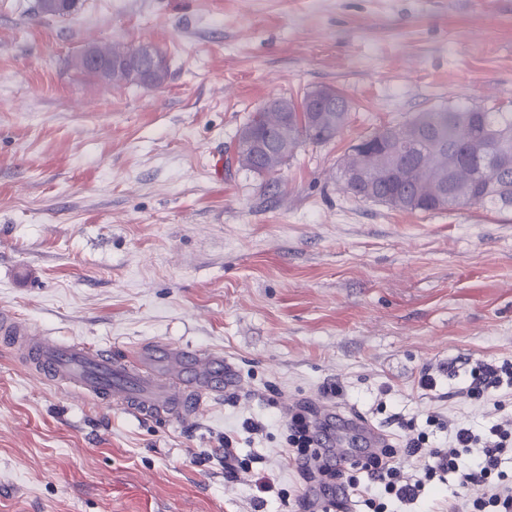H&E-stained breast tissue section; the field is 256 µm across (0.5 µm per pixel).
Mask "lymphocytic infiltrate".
Instances as JSON below:
<instances>
[{
	"mask_svg": "<svg viewBox=\"0 0 512 512\" xmlns=\"http://www.w3.org/2000/svg\"><path fill=\"white\" fill-rule=\"evenodd\" d=\"M512 393V361L483 359L469 371L466 397L487 399L502 407ZM329 437L301 411L290 413L286 443L290 458L306 478H319L315 498L296 500L299 512H333L341 501H358L367 512H390L394 504L417 501L432 483L457 474L459 507L452 512H512V475L502 471L512 455V420L504 419L474 430L467 422L448 429V445L432 446L426 432H418L403 447L362 450L338 460L328 452ZM422 459L420 475L404 473V462Z\"/></svg>",
	"mask_w": 512,
	"mask_h": 512,
	"instance_id": "f902f5d3",
	"label": "lymphocytic infiltrate"
}]
</instances>
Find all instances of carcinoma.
Listing matches in <instances>:
<instances>
[{
    "mask_svg": "<svg viewBox=\"0 0 512 512\" xmlns=\"http://www.w3.org/2000/svg\"><path fill=\"white\" fill-rule=\"evenodd\" d=\"M76 0H36V10L45 15L70 13ZM112 83L146 84L128 68H112ZM307 92L301 99L284 98L288 122L281 143L282 153L274 160L262 158L258 165L274 169L284 165L306 144H325L346 127L351 101L335 92L334 111L321 120L307 110ZM279 112H254L248 124L259 134L278 136ZM433 131L430 137H414L420 128ZM371 136L382 140L372 153L373 178L367 193L379 203L409 212H436L469 204H491L512 208V112H491L481 106H440L417 112L408 120L375 129ZM361 144L351 147L339 161L338 182L352 196L360 188L341 177L343 169L361 162Z\"/></svg>",
    "mask_w": 512,
    "mask_h": 512,
    "instance_id": "carcinoma-1",
    "label": "carcinoma"
}]
</instances>
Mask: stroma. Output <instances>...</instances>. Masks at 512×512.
Returning <instances> with one entry per match:
<instances>
[{"mask_svg":"<svg viewBox=\"0 0 512 512\" xmlns=\"http://www.w3.org/2000/svg\"><path fill=\"white\" fill-rule=\"evenodd\" d=\"M90 44L153 45L168 78L80 74ZM322 87L353 105L333 141L270 175L229 165L268 98ZM458 102L512 112V0H0V309L62 341L217 352L242 382L148 422L0 344V512H284L309 492L286 447L301 402L397 445L446 444L433 411L484 426L462 389L470 361L512 360V210L410 213L337 180L369 132ZM228 436L250 471L218 462Z\"/></svg>","mask_w":512,"mask_h":512,"instance_id":"35a3bbf8","label":"stroma"}]
</instances>
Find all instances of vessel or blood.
Listing matches in <instances>:
<instances>
[{
    "label": "vessel or blood",
    "instance_id": "1",
    "mask_svg": "<svg viewBox=\"0 0 512 512\" xmlns=\"http://www.w3.org/2000/svg\"><path fill=\"white\" fill-rule=\"evenodd\" d=\"M0 337L14 357L32 373L69 393L116 405L141 419H194L204 400L241 386L237 372L223 355L167 345L117 354L84 342L66 343L35 332L13 312L0 310ZM364 434L367 447L382 448L384 433L358 418L349 419L334 435L337 458L348 457L352 431Z\"/></svg>",
    "mask_w": 512,
    "mask_h": 512
}]
</instances>
